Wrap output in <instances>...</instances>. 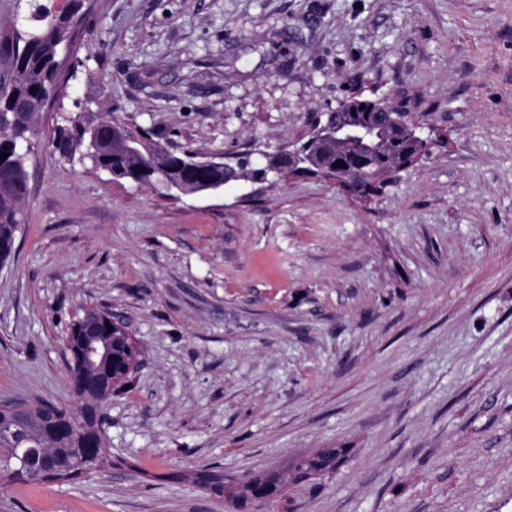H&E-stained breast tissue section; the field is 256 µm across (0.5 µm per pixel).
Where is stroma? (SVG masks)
<instances>
[{
  "label": "stroma",
  "instance_id": "stroma-1",
  "mask_svg": "<svg viewBox=\"0 0 512 512\" xmlns=\"http://www.w3.org/2000/svg\"><path fill=\"white\" fill-rule=\"evenodd\" d=\"M94 4L0 263V400L73 403L86 308L126 321L139 366L102 406L105 465L0 488V512H512V0ZM355 91L432 140L368 201L316 176L171 199L45 146L96 97L260 162ZM327 448L339 467L290 480ZM216 466L220 497L193 480Z\"/></svg>",
  "mask_w": 512,
  "mask_h": 512
}]
</instances>
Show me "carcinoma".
<instances>
[{"instance_id":"carcinoma-1","label":"carcinoma","mask_w":512,"mask_h":512,"mask_svg":"<svg viewBox=\"0 0 512 512\" xmlns=\"http://www.w3.org/2000/svg\"><path fill=\"white\" fill-rule=\"evenodd\" d=\"M84 0H72L68 11L54 14L37 3H32V24L22 33L14 30L6 34L0 30V67L10 77L0 80V262L14 252L16 234L27 223L25 202L28 195V156L12 149L15 141L37 135L38 121L50 97L62 94L59 68L72 53L82 26L81 9ZM95 99L86 100L71 120V127L56 130L47 146L66 162L84 163L107 169L116 182L139 180L144 185L164 191L171 171L176 169L180 181L198 190L208 191L230 182L235 172L210 166L207 160L189 151L156 152L160 145L149 129L129 125L114 112L104 115L93 110ZM339 116L357 124L381 127L385 134L373 148L354 152L336 150L330 135H313L307 140L309 161L320 166L340 164L358 166L356 178L368 185L373 173L402 158L410 159L419 153V146L411 133L412 122L407 113L390 103L354 95L338 104ZM288 163V158L273 155L266 163L256 166L251 158L240 157V172L252 178L278 181L273 168ZM118 336L110 344L111 353L120 361L137 359L128 330L115 329ZM47 418L69 419L75 426L88 415L100 413V407H90L78 400L70 407L49 404ZM33 445V439L0 422V483L40 486L44 473L40 469L43 455L23 452ZM55 453L67 466L80 470L83 478L94 472L85 451L76 438L57 441L46 453Z\"/></svg>"}]
</instances>
